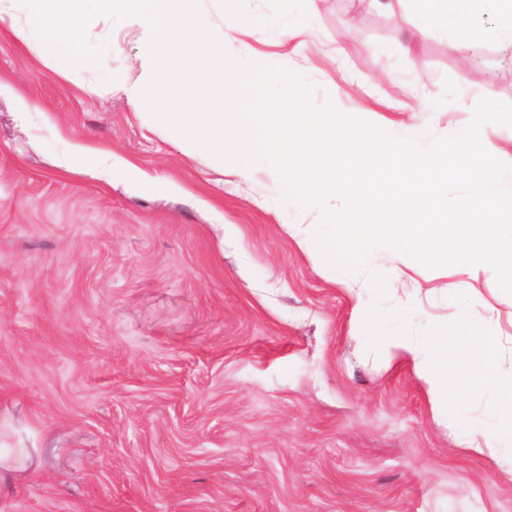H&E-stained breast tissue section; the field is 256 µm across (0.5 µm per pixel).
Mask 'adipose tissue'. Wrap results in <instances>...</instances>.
I'll return each mask as SVG.
<instances>
[{"label":"adipose tissue","instance_id":"1","mask_svg":"<svg viewBox=\"0 0 512 512\" xmlns=\"http://www.w3.org/2000/svg\"><path fill=\"white\" fill-rule=\"evenodd\" d=\"M417 16L416 36L432 30L452 33L459 50L468 51L482 43L484 34L475 22L486 11L496 17V34L512 44V0H412ZM362 333L389 353L412 364L428 388L437 414L448 415V399L454 394L486 392L490 395L487 426L464 428L459 437L473 449L490 448L502 466L512 469V368H504L493 355L492 340L474 328V319L461 323L462 338L431 337L420 346L410 336L386 334L369 316L364 300H356Z\"/></svg>","mask_w":512,"mask_h":512}]
</instances>
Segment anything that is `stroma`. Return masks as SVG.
Here are the masks:
<instances>
[{
    "label": "stroma",
    "instance_id": "stroma-1",
    "mask_svg": "<svg viewBox=\"0 0 512 512\" xmlns=\"http://www.w3.org/2000/svg\"><path fill=\"white\" fill-rule=\"evenodd\" d=\"M413 22L405 0H317L289 48L255 34L229 50L433 137L485 91L512 104L511 45L463 52ZM87 35L112 51L73 67L0 28V512H512V471L466 449L412 365L360 333L369 272L298 246L291 225L317 213L224 176L113 89L142 77L139 25L99 17ZM79 144L134 174L66 170ZM381 304L421 340L468 312L512 365V295L492 272L417 263Z\"/></svg>",
    "mask_w": 512,
    "mask_h": 512
}]
</instances>
